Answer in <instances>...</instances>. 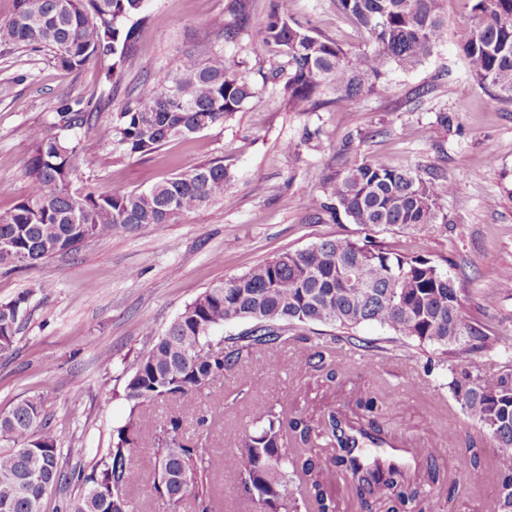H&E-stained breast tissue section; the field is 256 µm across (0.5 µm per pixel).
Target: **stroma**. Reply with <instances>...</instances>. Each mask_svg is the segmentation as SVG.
Returning <instances> with one entry per match:
<instances>
[{"instance_id":"35a3bbf8","label":"stroma","mask_w":512,"mask_h":512,"mask_svg":"<svg viewBox=\"0 0 512 512\" xmlns=\"http://www.w3.org/2000/svg\"><path fill=\"white\" fill-rule=\"evenodd\" d=\"M250 3L252 22L228 43L208 21L233 20L236 0H146L135 53L113 85L103 83L99 64L67 71L49 51L0 45V215L29 193L31 129L53 122L62 103L76 100L99 112L78 131L85 156L94 161L84 170L85 187L142 191L220 158L233 175L235 196L230 207L216 199L173 224L92 240L32 268L0 269V301L32 292L14 352L0 356V411L48 395L47 420L66 450L62 468L91 467L129 413L123 392L138 352L150 341L146 326L163 334L206 288L279 253L336 237H371L447 269L465 290L468 316L498 336L496 348L442 363L431 348L403 346L389 329L364 323L353 331L360 348L329 382L308 367L309 345L291 342L242 362L212 386L200 404L212 422L211 441L231 452L252 418L275 402L298 403L315 420L356 394L376 393L389 436L416 449L420 459H434L447 477L425 512H485L495 484L478 486L456 473L451 453L432 437L451 422L480 434L451 398L453 372L512 365V289L498 280L500 271L512 269V102L477 82L460 51L479 22L476 0H444L446 39L416 68L391 69L386 91L352 108L328 104L305 112L289 111L279 84L264 80L278 56L261 48L257 21L273 0ZM288 11L292 23L347 52L370 49L336 0H288ZM207 48L244 62L257 99L204 131L200 142L173 139L142 158H113L110 114L129 87ZM288 143L293 151H285ZM379 160L451 183L447 223L370 231L346 221H309L308 198L322 195L338 169ZM81 446L90 454L75 455ZM131 463L143 475L132 492L136 512H166L151 488L152 450H134Z\"/></svg>"}]
</instances>
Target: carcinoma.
Segmentation results:
<instances>
[{
	"label": "carcinoma",
	"instance_id": "carcinoma-1",
	"mask_svg": "<svg viewBox=\"0 0 512 512\" xmlns=\"http://www.w3.org/2000/svg\"><path fill=\"white\" fill-rule=\"evenodd\" d=\"M145 0H15L13 17L0 24V45L45 47L61 68L101 64L105 81L122 73L136 41L131 17L142 16ZM336 6L375 44L350 54L336 42L290 23L288 3L277 0L261 21L262 44L283 58L277 79L292 112L331 93L340 106L357 105L383 86L393 68L412 69L428 57L448 31L443 0H336ZM479 23L462 46L471 75L512 102V0H477ZM257 97L253 83L224 52L210 50L175 69L131 87L111 119L121 157H144L171 139L195 138L229 121ZM57 122L31 130L26 174L30 190L0 216V269L34 266L57 254L78 251L91 239L104 240L147 224H170L214 200L234 204L231 173L220 158L209 159L150 188L107 194L75 187L80 141L70 134L90 123L93 111L65 106ZM451 184L400 170L385 162L362 163L336 172L324 198L307 202L310 220L328 214L351 224L382 230L418 229L448 223L444 199ZM31 292L0 301V353L14 348ZM246 319L239 336L212 334ZM372 322L395 336L429 346L445 358L490 350L499 338L466 315L456 279L429 258L401 253L382 241L336 237L307 249L284 252L248 272L205 289L138 354L124 400L128 416L112 447L90 471H62V448L48 429L44 394L0 412V512H41L48 490L81 486L74 512H134L130 490L141 480L129 462L135 448L155 456L153 488L168 508L193 499V512H214L211 478L224 467L237 473L241 493L258 512H336L320 481L324 471L351 476L361 499L397 512L435 495L440 469L396 458L362 463L354 436L388 444L376 418V402L359 395L343 409L329 408L318 423L280 403L255 418L254 429L236 443L230 459L207 444H188L183 418L195 413L192 400L224 378V372L263 350L309 338L310 324L354 329ZM336 338L316 347L314 370L335 379ZM462 413L507 455L512 452V369L481 368L455 374L448 383ZM158 399L180 402L179 415L149 428L141 408ZM471 476L486 472L488 458L472 437L464 438ZM494 478L493 512H512V466Z\"/></svg>",
	"mask_w": 512,
	"mask_h": 512
}]
</instances>
